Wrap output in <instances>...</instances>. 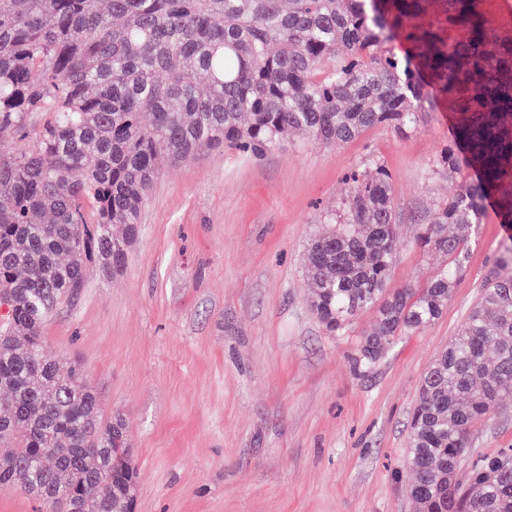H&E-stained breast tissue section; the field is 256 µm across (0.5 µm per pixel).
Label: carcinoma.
<instances>
[{
  "mask_svg": "<svg viewBox=\"0 0 512 512\" xmlns=\"http://www.w3.org/2000/svg\"><path fill=\"white\" fill-rule=\"evenodd\" d=\"M483 2L0 0V135L22 143L0 153L1 492L130 512L123 420L103 418L80 365L52 359L42 331L87 264L124 266L154 179L203 146L262 155L302 131L335 148L376 128L412 134L448 104L453 138L430 175H458L459 188L416 239L448 264L421 288L387 291L398 216L374 155L344 177L341 207L306 248L311 307L330 334L377 311L363 368L442 316L469 247L448 225L489 210L512 225V32L488 24ZM511 391L512 240L421 382L407 453L418 512H512V448L458 477L470 427Z\"/></svg>",
  "mask_w": 512,
  "mask_h": 512,
  "instance_id": "carcinoma-1",
  "label": "carcinoma"
}]
</instances>
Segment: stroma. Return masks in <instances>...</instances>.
I'll return each instance as SVG.
<instances>
[{
    "label": "stroma",
    "instance_id": "obj_1",
    "mask_svg": "<svg viewBox=\"0 0 512 512\" xmlns=\"http://www.w3.org/2000/svg\"><path fill=\"white\" fill-rule=\"evenodd\" d=\"M447 108L419 133L372 130L335 149L292 133L261 156L205 148L167 168L124 266L96 264L43 327L52 357L81 363L104 415L125 422L134 512H415L406 456L419 386L457 335L512 226L487 214L467 270L431 326L371 369L376 314L329 335L310 307L307 240L343 178L379 156L400 216L389 290L424 286L444 259L415 241L455 177L429 174L450 142ZM476 454L512 448V396L469 431Z\"/></svg>",
    "mask_w": 512,
    "mask_h": 512
}]
</instances>
